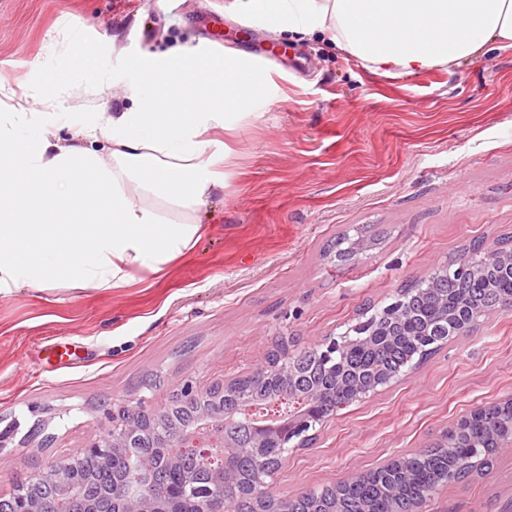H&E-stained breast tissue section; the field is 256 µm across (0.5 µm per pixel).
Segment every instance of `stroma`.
I'll list each match as a JSON object with an SVG mask.
<instances>
[{
  "instance_id": "obj_1",
  "label": "stroma",
  "mask_w": 512,
  "mask_h": 512,
  "mask_svg": "<svg viewBox=\"0 0 512 512\" xmlns=\"http://www.w3.org/2000/svg\"><path fill=\"white\" fill-rule=\"evenodd\" d=\"M225 0H0V84H43L79 33L120 84L150 52L222 48L283 91L226 140L221 195L195 247L118 288L0 293V493L99 431L100 401L157 407L192 380L243 377L283 338L304 350L476 246H512V48L453 70L381 75L318 39L269 35ZM363 239L336 259L338 238ZM512 396V312L448 340L391 387L288 452L271 490L295 498L430 448L460 416ZM423 512H512V448Z\"/></svg>"
}]
</instances>
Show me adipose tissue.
Wrapping results in <instances>:
<instances>
[{"mask_svg": "<svg viewBox=\"0 0 512 512\" xmlns=\"http://www.w3.org/2000/svg\"><path fill=\"white\" fill-rule=\"evenodd\" d=\"M269 33L321 38L383 74L452 69L512 47V0H230ZM90 78L46 70L59 94L0 111V293L117 288L133 266L160 271L200 237L201 207L224 189L230 149L214 138L279 89L254 59L181 47L143 56L123 111L98 55ZM67 111L95 121L54 131Z\"/></svg>", "mask_w": 512, "mask_h": 512, "instance_id": "ef3b65f1", "label": "adipose tissue"}]
</instances>
